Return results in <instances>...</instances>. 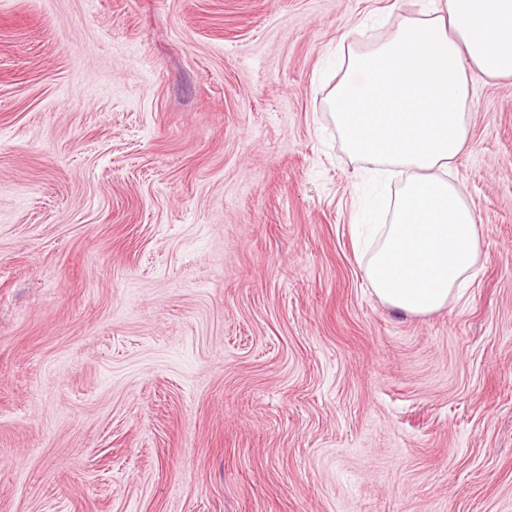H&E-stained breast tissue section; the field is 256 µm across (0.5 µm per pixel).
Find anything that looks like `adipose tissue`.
Returning <instances> with one entry per match:
<instances>
[{
    "mask_svg": "<svg viewBox=\"0 0 512 512\" xmlns=\"http://www.w3.org/2000/svg\"><path fill=\"white\" fill-rule=\"evenodd\" d=\"M433 2L349 53L327 98L351 160L376 181L404 177L363 272L383 304L408 316L441 310L475 275L481 229L449 178L468 143L467 69L512 78V0Z\"/></svg>",
    "mask_w": 512,
    "mask_h": 512,
    "instance_id": "obj_1",
    "label": "adipose tissue"
}]
</instances>
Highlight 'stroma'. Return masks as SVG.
<instances>
[{
	"instance_id": "35a3bbf8",
	"label": "stroma",
	"mask_w": 512,
	"mask_h": 512,
	"mask_svg": "<svg viewBox=\"0 0 512 512\" xmlns=\"http://www.w3.org/2000/svg\"><path fill=\"white\" fill-rule=\"evenodd\" d=\"M429 0H0V512H512V79L477 275L364 277L323 98Z\"/></svg>"
}]
</instances>
